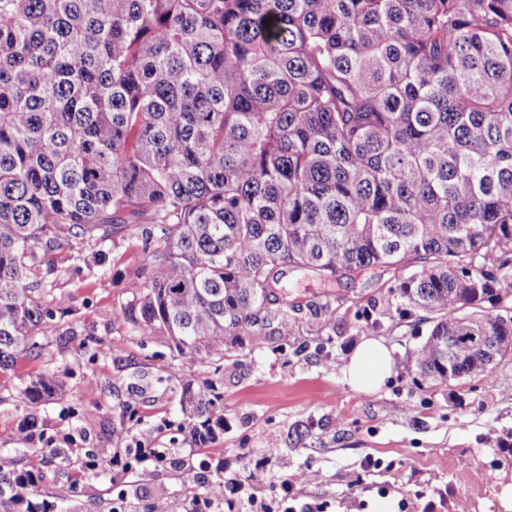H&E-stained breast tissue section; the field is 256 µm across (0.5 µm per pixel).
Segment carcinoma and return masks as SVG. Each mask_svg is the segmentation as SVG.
I'll return each mask as SVG.
<instances>
[{
  "instance_id": "obj_1",
  "label": "carcinoma",
  "mask_w": 512,
  "mask_h": 512,
  "mask_svg": "<svg viewBox=\"0 0 512 512\" xmlns=\"http://www.w3.org/2000/svg\"><path fill=\"white\" fill-rule=\"evenodd\" d=\"M118 236L133 331L180 353L288 335L290 272L385 268L365 328L426 326L424 383L511 364L512 0H0V372L52 331L45 260ZM220 401L184 387L195 442Z\"/></svg>"
}]
</instances>
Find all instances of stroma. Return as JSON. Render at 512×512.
Segmentation results:
<instances>
[{"instance_id":"obj_1","label":"stroma","mask_w":512,"mask_h":512,"mask_svg":"<svg viewBox=\"0 0 512 512\" xmlns=\"http://www.w3.org/2000/svg\"><path fill=\"white\" fill-rule=\"evenodd\" d=\"M143 266L138 240L111 246L101 267H76L56 254L46 304L56 318L40 337L41 350L0 375V468L39 477L33 502L43 512H119L127 491L134 512L165 499L168 512H190L204 483L224 478L242 492L223 512H258L282 494L281 476L296 488V512L320 504L324 512H402L422 492L429 512H454L447 489L459 469L466 512H512V364L489 378L419 386L405 360L419 344L409 324L385 323L369 332L364 316L389 273L368 269L324 282L292 272L278 290L296 324L293 335L262 332L240 337L223 361L176 352L168 337L135 335L125 311L131 284ZM330 303L311 314L310 304ZM389 350L391 373L375 390L355 391L343 368L366 338ZM51 369L66 382L62 399L40 406L34 427L23 390ZM95 378L94 393L84 390ZM214 385L224 402V429L200 447L188 438L189 418L179 399L186 383ZM133 418H122L127 404ZM304 431L292 444L294 431ZM140 439L148 448H172L188 460L184 471L152 466L132 470L124 487L108 475L75 473L87 450L100 457ZM280 445L269 454V441ZM263 464L266 481L250 473ZM314 481H305L307 472ZM74 483L71 501L59 485Z\"/></svg>"}]
</instances>
